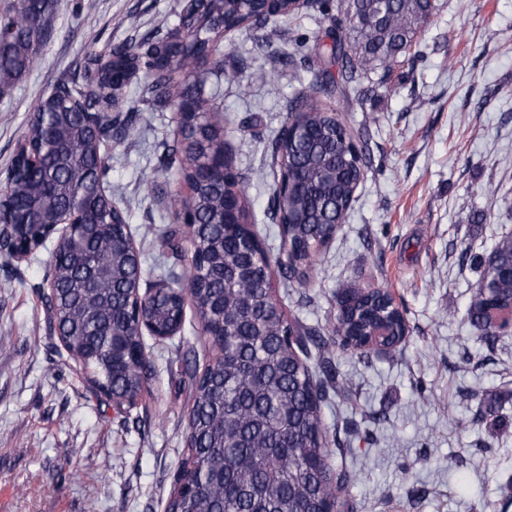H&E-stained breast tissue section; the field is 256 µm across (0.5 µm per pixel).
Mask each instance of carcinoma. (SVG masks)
<instances>
[{
    "label": "carcinoma",
    "mask_w": 512,
    "mask_h": 512,
    "mask_svg": "<svg viewBox=\"0 0 512 512\" xmlns=\"http://www.w3.org/2000/svg\"><path fill=\"white\" fill-rule=\"evenodd\" d=\"M348 29L334 23L331 43L318 52L327 84L351 86L360 75L381 71L384 84L394 74L404 76L412 48L423 24L438 8L436 0H343ZM52 0H24L19 8L0 13V82L22 78L38 61L51 27ZM270 18L264 0H188L177 14V26L190 33L186 44L156 51L161 39L145 35L104 53L91 52L82 67L83 81L58 83L39 99L24 136L27 149L14 155L3 181L6 194L0 206L14 212L29 207L64 217L75 205L95 224L108 225L104 234L88 236L83 246L67 253L66 261L46 275L53 290L44 295L49 323L68 352L82 357V371H90L116 395L137 394L155 373L150 358L112 368L111 340L144 343L126 311L142 281L141 253L112 246V237L130 230L127 216L118 215L95 196L80 200L76 188L93 177L102 182L112 130L118 118L105 115L102 138L86 133L87 113L96 101L112 99L114 67L144 75L143 97L164 98L179 111L187 98L200 100L203 84L194 79L198 59L211 58L216 69L224 64V37L248 30ZM338 64V74L330 67ZM193 125L180 131L181 143L168 154L166 168L194 183L190 197L172 195L174 212L191 215L192 227L162 233V257L183 260V234L194 235L208 255L206 268L187 270L192 281L188 304L168 293L145 296L144 315L162 328L178 313L191 309L199 322L224 318V357L204 366L185 361L183 385L190 408L187 415V455L177 468L189 476L193 489L173 490L168 512H323L331 499L341 501L351 485L349 474L333 466L330 427L323 407L330 395L350 397L347 379L332 367L333 347L356 352L369 343L379 326L397 347L407 332L401 307L387 290L376 291L336 316L333 343L319 338L316 329L289 320L269 307L271 264L260 263L248 235L220 230L224 198L219 189L200 183L198 162L203 152L195 138H208L209 149L224 144V131L196 109ZM290 118L306 122L313 133L288 137L280 129L273 141L271 166L285 174L286 195L274 191L272 213L288 235V262H277L283 279L302 283L314 268L319 247L343 223L364 177L363 154H356L341 121L314 101V91L299 92ZM39 157L43 177L29 178V156ZM512 260V236L501 239L487 259L475 255L471 263L479 283L499 300H512V280L500 276V266ZM468 318L486 344L498 330L477 289Z\"/></svg>",
    "instance_id": "obj_1"
}]
</instances>
